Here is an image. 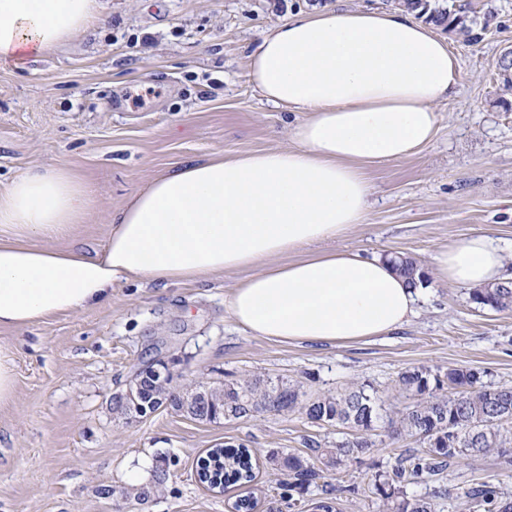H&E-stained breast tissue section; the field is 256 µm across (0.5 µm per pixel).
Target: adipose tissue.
I'll use <instances>...</instances> for the list:
<instances>
[{
    "label": "adipose tissue",
    "instance_id": "obj_1",
    "mask_svg": "<svg viewBox=\"0 0 512 512\" xmlns=\"http://www.w3.org/2000/svg\"><path fill=\"white\" fill-rule=\"evenodd\" d=\"M95 0H0V61L63 46L94 20ZM267 103L306 113L294 148L188 161L116 210L105 247L48 248L90 202L79 178L49 166L0 193V328L100 306L115 281L203 283L252 269L227 306L251 335L287 344L351 345L390 334L416 314L422 287L358 252H310L362 223L366 166L425 148L435 106L459 84L446 38L403 10L317 9L288 18L248 55ZM437 280L503 281L504 251L477 232L434 257Z\"/></svg>",
    "mask_w": 512,
    "mask_h": 512
}]
</instances>
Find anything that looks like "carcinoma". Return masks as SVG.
Wrapping results in <instances>:
<instances>
[{
    "mask_svg": "<svg viewBox=\"0 0 512 512\" xmlns=\"http://www.w3.org/2000/svg\"><path fill=\"white\" fill-rule=\"evenodd\" d=\"M399 8L416 13L420 18L454 32L462 42L471 44L486 30L489 20L480 17L467 0H395ZM394 268L408 282L415 283L420 271L409 257L391 258ZM473 302L502 311L512 309V283L471 290ZM400 390L416 398L414 404L394 418L388 419L387 432L393 436H416L426 445L422 452H410L391 468L372 475L373 487L384 504H392L391 512H436L435 499L446 497L445 488L427 496L410 495L407 487L423 482L460 460L490 451L505 461L512 460V429L502 423L512 421V387H491L475 370L450 367L433 371L420 366L398 376ZM301 382L287 378L256 376L215 386V392L204 410L207 422L218 423L247 417V411L270 404L277 412L295 408L304 410L313 423L343 426L358 432L333 448H314L312 452L326 471H337L361 462L374 442L371 432L381 418L384 402L367 384L348 387L336 394H322L302 400ZM266 465L288 476V498L307 490L319 477V471L308 459L273 449L266 455ZM200 481L211 489L231 482L251 481L252 463L246 448H213L200 467ZM170 462L158 467L150 483L125 490L126 498L144 503L163 492L169 480ZM479 512H512V497L492 481H480L465 492Z\"/></svg>",
    "mask_w": 512,
    "mask_h": 512,
    "instance_id": "1",
    "label": "carcinoma"
}]
</instances>
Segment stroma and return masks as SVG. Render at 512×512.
<instances>
[{"label": "stroma", "instance_id": "stroma-1", "mask_svg": "<svg viewBox=\"0 0 512 512\" xmlns=\"http://www.w3.org/2000/svg\"><path fill=\"white\" fill-rule=\"evenodd\" d=\"M95 21L73 40L22 64L0 63V191L26 172L62 165L89 189L92 206L71 238L93 252L105 245L113 211L157 176L216 154L234 158L293 147L304 120L265 102L247 78L261 36L295 13L338 4L392 8V0H97ZM491 16L480 41L447 39L461 68L457 94L439 103L437 133L421 152L373 165L362 223L313 251H358L413 258L425 270L448 244L476 232L501 240L512 274V88L500 61L512 52V0H471ZM248 272H224L203 287L119 281L107 304L15 330L0 329V351L15 367L16 392L0 409V512H231L252 498L254 512H292L268 451L309 455L343 437L300 411L220 423L159 409L134 424L112 411L151 362L168 363L183 383L252 375L302 381L307 395L367 383L386 411L413 404L398 375L425 366L480 372L485 384L512 386V311L474 303L468 288L429 281L417 313L401 329L366 343L286 345L239 328L227 300ZM362 462L327 472L302 500L329 498L334 512H384L369 479L395 464L414 436L379 432ZM219 445L249 448L255 478L215 493L198 482V462ZM170 458L166 490L146 503L101 497L122 488L130 462ZM492 480L512 494V465L472 456L408 486L438 487L437 512H473L466 491Z\"/></svg>", "mask_w": 512, "mask_h": 512}]
</instances>
